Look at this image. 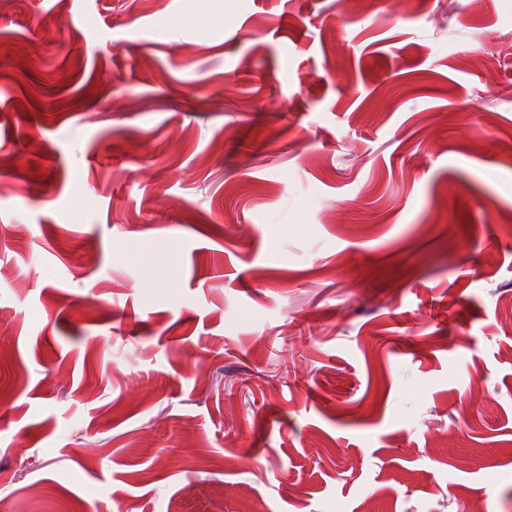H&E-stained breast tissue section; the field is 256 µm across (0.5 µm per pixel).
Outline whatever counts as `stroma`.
<instances>
[{
    "instance_id": "35a3bbf8",
    "label": "stroma",
    "mask_w": 512,
    "mask_h": 512,
    "mask_svg": "<svg viewBox=\"0 0 512 512\" xmlns=\"http://www.w3.org/2000/svg\"><path fill=\"white\" fill-rule=\"evenodd\" d=\"M465 499L512 512V0L0 10V512Z\"/></svg>"
}]
</instances>
